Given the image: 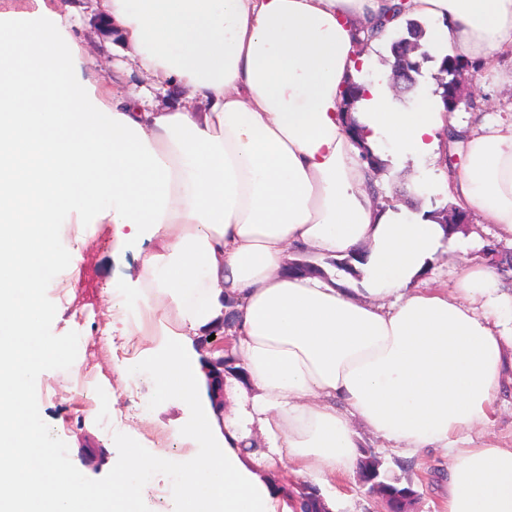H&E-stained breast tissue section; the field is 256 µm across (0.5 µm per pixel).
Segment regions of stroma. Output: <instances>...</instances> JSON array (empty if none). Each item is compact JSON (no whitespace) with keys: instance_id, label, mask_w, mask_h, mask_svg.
I'll list each match as a JSON object with an SVG mask.
<instances>
[{"instance_id":"1","label":"stroma","mask_w":512,"mask_h":512,"mask_svg":"<svg viewBox=\"0 0 512 512\" xmlns=\"http://www.w3.org/2000/svg\"><path fill=\"white\" fill-rule=\"evenodd\" d=\"M71 28L89 62L93 79L107 82L125 96L149 98L153 80L145 72L129 69L124 55L106 46V36L93 17H70ZM460 121L473 128L512 115V58L502 57L496 71L483 73L481 81L466 77L461 85ZM384 168L371 173L376 199L399 201L409 212L420 213L447 205V197L430 188L422 166L391 154ZM153 246L143 239L117 245L108 224H61L54 238L60 256L55 275L41 290L48 309L40 334L63 346L61 357L47 364L29 385L28 392L42 417L43 437L51 450L66 453L68 469L79 470L86 482L112 485L115 467L124 448H140L154 464V477L138 494L141 512H181L177 470L194 463L204 453L202 441L190 442L181 428L194 416L182 410L175 397L163 394L147 366L163 342L151 325L136 326L137 299L128 284L140 270L141 255ZM77 260H70L72 248ZM133 343L134 352L121 355L114 342ZM137 372H128L130 364ZM89 375L88 387L78 379ZM137 389L140 404L129 407L130 389ZM492 426L480 429L479 440L512 446V381L504 380L496 400ZM369 453L382 461L391 475L411 481L416 492L409 512H440L447 482V460L441 452L406 459L392 452L386 441L353 419Z\"/></svg>"}]
</instances>
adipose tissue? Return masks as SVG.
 Listing matches in <instances>:
<instances>
[{
	"label": "adipose tissue",
	"instance_id": "obj_1",
	"mask_svg": "<svg viewBox=\"0 0 512 512\" xmlns=\"http://www.w3.org/2000/svg\"><path fill=\"white\" fill-rule=\"evenodd\" d=\"M37 2L23 27L0 28V512H137L153 474L129 448L112 486L52 475L25 388L63 352L38 333L59 224L154 242L134 283L140 320L167 318L150 367L194 415L182 436L211 442L178 474L183 512H297L303 484L354 476L355 417L401 455L445 454L441 512H512V447L473 443L512 368V290L481 255L452 291L423 287L462 234L376 204L361 158L386 145L436 166L457 208L512 236V120L464 132L441 96L400 107L388 70L343 96L412 16L429 22L432 55L496 70L512 0H91L132 66L158 91L192 88L195 111L97 84L62 23L70 4ZM293 245L320 274H282ZM227 317L224 418L196 340Z\"/></svg>",
	"mask_w": 512,
	"mask_h": 512
}]
</instances>
